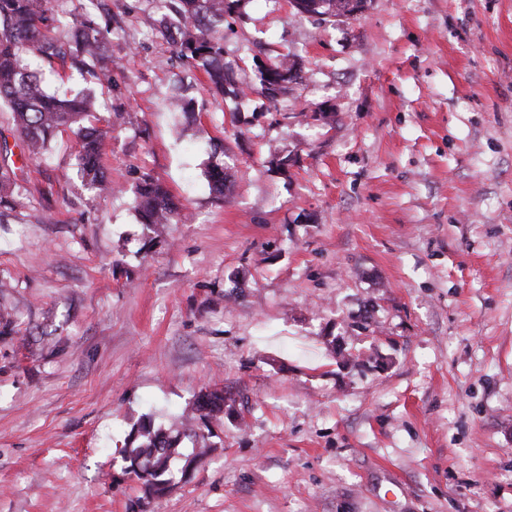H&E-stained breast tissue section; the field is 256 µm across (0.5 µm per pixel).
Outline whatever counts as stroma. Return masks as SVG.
Masks as SVG:
<instances>
[{
    "label": "stroma",
    "instance_id": "35a3bbf8",
    "mask_svg": "<svg viewBox=\"0 0 512 512\" xmlns=\"http://www.w3.org/2000/svg\"><path fill=\"white\" fill-rule=\"evenodd\" d=\"M47 7L53 35L107 27L98 112L126 119L99 197L71 132L21 156L0 106V512H512V0L322 21L244 0L223 99L172 66L159 0ZM283 52L301 77L272 102L252 58ZM139 171L184 222L139 224ZM207 387L230 407L217 450L141 504L117 450ZM14 152L9 148L6 138L0 143V206L8 202V197L12 196L15 176ZM208 157L204 165V175L208 180L212 192L218 197H224V189L226 188L227 180L224 177V162L222 158H219L215 151Z\"/></svg>",
    "mask_w": 512,
    "mask_h": 512
}]
</instances>
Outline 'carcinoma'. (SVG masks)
<instances>
[{
  "label": "carcinoma",
  "instance_id": "carcinoma-1",
  "mask_svg": "<svg viewBox=\"0 0 512 512\" xmlns=\"http://www.w3.org/2000/svg\"><path fill=\"white\" fill-rule=\"evenodd\" d=\"M166 13L158 33L184 65L201 69L214 94L239 95L233 86L232 67L224 62V18L237 13L242 0H163ZM301 16L346 17L352 14V0H293ZM46 0H0V104L12 112L15 130L25 155L46 151L56 135L70 129L78 138L76 166L85 186L98 195L112 192V181L102 162L106 131L92 95L79 92L59 95L48 90L44 78L26 58L31 53L41 61H70L72 67L88 73L101 85H112V64L105 62L104 35L97 23L83 18L71 38L52 35L46 25ZM259 73L261 93L270 101L288 91V84L300 79L296 63L283 54L275 61L253 58ZM7 140L0 141V204L13 194L15 161ZM204 175L212 192L224 197L227 180L224 162L211 155L204 162ZM134 210L149 228L176 224L182 208L167 187L148 172L135 181ZM224 424V390L200 392L184 421L168 428L145 416L131 429L119 450L122 472L140 483L142 499L168 490L178 473L216 450L210 442L213 429ZM193 433L192 452L183 453L182 437ZM185 458L186 466L175 463Z\"/></svg>",
  "mask_w": 512,
  "mask_h": 512
}]
</instances>
